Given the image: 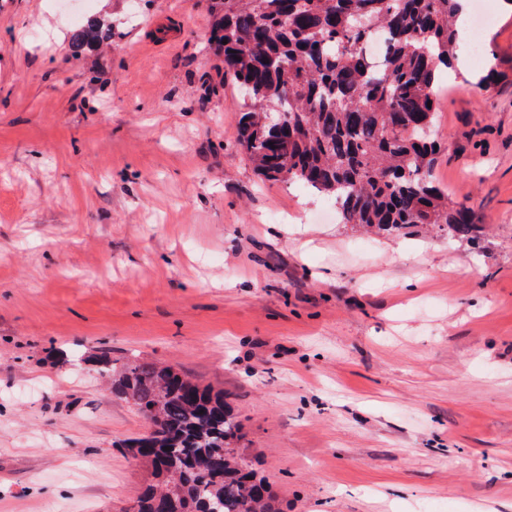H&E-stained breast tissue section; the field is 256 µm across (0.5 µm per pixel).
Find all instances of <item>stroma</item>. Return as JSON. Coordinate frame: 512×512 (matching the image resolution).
Instances as JSON below:
<instances>
[{"instance_id":"stroma-1","label":"stroma","mask_w":512,"mask_h":512,"mask_svg":"<svg viewBox=\"0 0 512 512\" xmlns=\"http://www.w3.org/2000/svg\"><path fill=\"white\" fill-rule=\"evenodd\" d=\"M208 5L0 0V512H127L151 481L103 352L223 392L287 512H512V0L468 85L437 78L469 239L260 178ZM93 20L111 40L73 50Z\"/></svg>"}]
</instances>
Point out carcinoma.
Here are the masks:
<instances>
[{
	"instance_id": "1",
	"label": "carcinoma",
	"mask_w": 512,
	"mask_h": 512,
	"mask_svg": "<svg viewBox=\"0 0 512 512\" xmlns=\"http://www.w3.org/2000/svg\"><path fill=\"white\" fill-rule=\"evenodd\" d=\"M459 0H210L211 44L245 90L238 148L269 180L332 198L347 224L383 233L443 224L457 237L476 228L467 201L448 203L434 183L438 151L417 125L434 126L436 74L451 65ZM381 32L383 60L364 48ZM112 30L93 24L81 47ZM279 112L283 126L267 122ZM111 393L157 427L125 442L155 482L129 512H169L180 492L188 512H283L265 479L236 448L240 424L224 395L172 366L94 357Z\"/></svg>"
}]
</instances>
